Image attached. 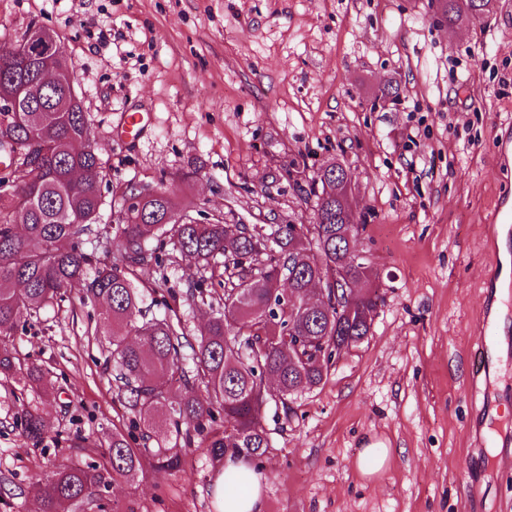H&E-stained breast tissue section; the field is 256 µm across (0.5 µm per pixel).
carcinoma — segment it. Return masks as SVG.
<instances>
[{
	"label": "carcinoma",
	"mask_w": 512,
	"mask_h": 512,
	"mask_svg": "<svg viewBox=\"0 0 512 512\" xmlns=\"http://www.w3.org/2000/svg\"><path fill=\"white\" fill-rule=\"evenodd\" d=\"M492 0H442L452 29L485 15ZM19 64L0 59V89L20 77ZM73 71L43 87L33 110L0 122V142L24 151L15 205L0 209V376H21L38 384L40 364L20 363L8 342L21 319L63 300L73 288L81 298L102 302L96 330L108 336L118 400L139 416L141 439L152 448H135L130 437L112 433L106 450L112 484L131 483L146 468H179L183 450L194 446L214 460L227 455L262 457L269 441L259 414L271 398L267 383L281 397L320 385L328 359L362 343L369 335L380 300L371 294L373 267L363 258L347 261L344 207L321 186L313 224H280L275 247L244 224L221 220L203 224L178 209L161 189L132 187L135 200L122 223L113 227L118 254L110 264L93 263L83 244L94 232L102 206L103 167L98 155L78 150L87 136L82 105L70 102ZM172 250L204 268L224 267V290L239 286L241 274L257 277L224 308L192 345L167 318H146L137 271L162 263L165 239ZM360 285L352 298L333 300L336 276ZM293 298L282 305L283 295ZM191 350L192 370L182 368ZM23 433L42 441L39 413L23 412ZM207 433L195 445V435ZM104 483L95 465H64L38 490L41 512H68Z\"/></svg>",
	"instance_id": "cac0c4a2"
}]
</instances>
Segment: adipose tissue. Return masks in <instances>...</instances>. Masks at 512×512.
<instances>
[{"label":"adipose tissue","mask_w":512,"mask_h":512,"mask_svg":"<svg viewBox=\"0 0 512 512\" xmlns=\"http://www.w3.org/2000/svg\"><path fill=\"white\" fill-rule=\"evenodd\" d=\"M236 476L240 491L228 494L224 491L227 476ZM264 477L252 466L241 461H226L224 470L213 483V500L215 512H262Z\"/></svg>","instance_id":"1"}]
</instances>
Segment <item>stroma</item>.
<instances>
[{
    "instance_id": "obj_1",
    "label": "stroma",
    "mask_w": 512,
    "mask_h": 512,
    "mask_svg": "<svg viewBox=\"0 0 512 512\" xmlns=\"http://www.w3.org/2000/svg\"><path fill=\"white\" fill-rule=\"evenodd\" d=\"M58 35L104 168L85 248L113 256L112 206L132 186L168 191L202 222L270 234L314 221L312 180L351 173L358 246L383 298L364 343L320 386L270 401L261 425L264 512H512V292L491 238L512 203V0L448 27L431 0H0V52ZM150 121L133 142L122 113ZM146 316L189 339L224 309L218 278L175 258L141 271ZM100 305L78 292L24 318L17 357L53 386L0 376V512H39L35 484L64 463L104 465L113 431L139 436L117 399ZM503 314L489 394L470 381L476 325ZM47 434L27 440L23 410ZM390 451L375 476L360 448ZM218 462L186 449L179 470L104 483L85 512H213ZM474 484L473 497L461 492Z\"/></svg>"
}]
</instances>
